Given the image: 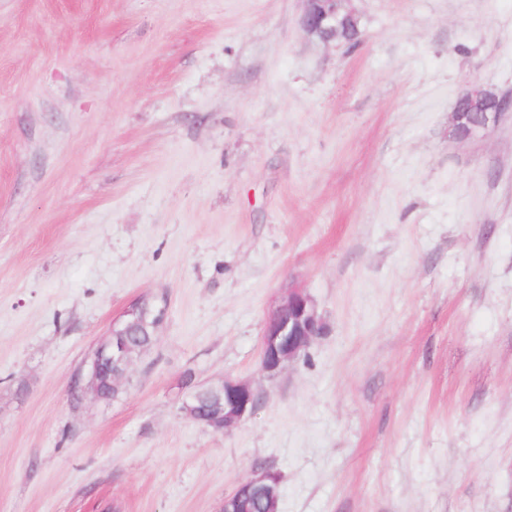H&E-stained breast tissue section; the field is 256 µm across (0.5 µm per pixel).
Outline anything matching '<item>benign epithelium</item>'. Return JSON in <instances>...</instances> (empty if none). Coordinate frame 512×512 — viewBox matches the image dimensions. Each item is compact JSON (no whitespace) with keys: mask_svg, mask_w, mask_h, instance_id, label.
<instances>
[{"mask_svg":"<svg viewBox=\"0 0 512 512\" xmlns=\"http://www.w3.org/2000/svg\"><path fill=\"white\" fill-rule=\"evenodd\" d=\"M349 0H303L299 24L312 39L328 44L341 34L358 29V20ZM468 111L454 108L452 133L470 140L485 133L508 110L512 98L489 90L471 87L460 95ZM165 307L139 300L129 305L113 321L112 332L90 351L78 374L82 393L97 402L108 403L123 390L134 360L146 352L130 336L139 330L157 329L164 318ZM323 320L313 298L301 288H291L274 299L266 313L262 333L261 373L269 379L280 375L322 334ZM262 401L260 391L248 381L224 379L217 384L191 387L182 399L181 411L199 422V408L206 403L209 423L218 424L216 431L230 433L237 428ZM266 502L273 504L280 495L281 478L270 469H256L241 482Z\"/></svg>","mask_w":512,"mask_h":512,"instance_id":"benign-epithelium-1","label":"benign epithelium"}]
</instances>
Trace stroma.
<instances>
[{
	"mask_svg": "<svg viewBox=\"0 0 512 512\" xmlns=\"http://www.w3.org/2000/svg\"><path fill=\"white\" fill-rule=\"evenodd\" d=\"M0 0V512H512V0ZM325 331L274 379L266 310ZM166 307L116 401L74 376L134 300ZM263 394L229 434L184 375ZM350 0H303L299 24L311 38L328 44L346 31L358 30V20L347 4ZM468 105V112H460L455 107L452 116V133L461 140H470L485 133L509 109L512 100L507 95H499L489 90L471 87L459 97ZM239 485L252 489L272 505L280 495L281 478L270 469H256Z\"/></svg>",
	"mask_w": 512,
	"mask_h": 512,
	"instance_id": "35a3bbf8",
	"label": "stroma"
}]
</instances>
